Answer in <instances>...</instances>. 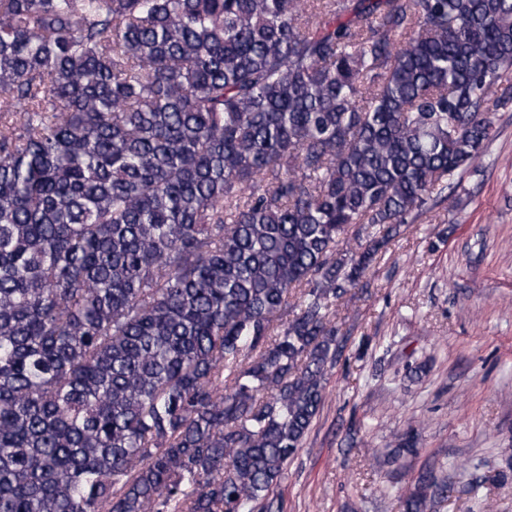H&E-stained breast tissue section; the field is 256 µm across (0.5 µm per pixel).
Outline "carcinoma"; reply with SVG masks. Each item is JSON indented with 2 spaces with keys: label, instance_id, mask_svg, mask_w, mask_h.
I'll return each instance as SVG.
<instances>
[{
  "label": "carcinoma",
  "instance_id": "1",
  "mask_svg": "<svg viewBox=\"0 0 512 512\" xmlns=\"http://www.w3.org/2000/svg\"><path fill=\"white\" fill-rule=\"evenodd\" d=\"M511 72L512 0H0V512H262Z\"/></svg>",
  "mask_w": 512,
  "mask_h": 512
}]
</instances>
